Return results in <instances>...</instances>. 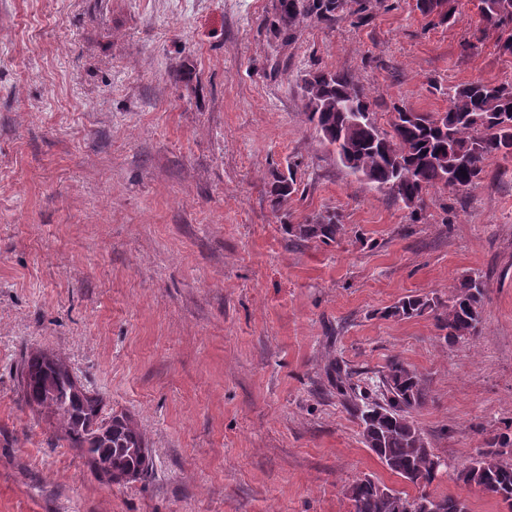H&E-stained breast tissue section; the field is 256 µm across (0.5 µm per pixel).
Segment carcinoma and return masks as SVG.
<instances>
[{
  "mask_svg": "<svg viewBox=\"0 0 512 512\" xmlns=\"http://www.w3.org/2000/svg\"><path fill=\"white\" fill-rule=\"evenodd\" d=\"M417 9L440 24L459 21L448 0H416ZM344 8V0H278L285 29L295 30L314 18L329 24ZM483 22L506 33L499 49L512 55V0H479ZM303 112L310 128L331 147L336 159L354 174L407 208L423 204L431 190L465 191L479 184L486 161L512 157V84L482 78L456 86L430 84L432 93L448 99L444 112H420L393 105L388 128L378 125L373 102L348 71L315 70L301 78ZM296 191L293 170L277 174L271 185L273 208ZM286 233L300 242H337L343 224L334 213L318 214L306 224H287ZM483 299L482 282L462 280L444 306L418 295H407L386 315L408 319L433 312L444 339L455 342L474 334ZM336 394L352 403L363 443L389 471L418 488L434 481L436 456L414 420L427 402L421 375L393 357L379 372L371 392L353 382L343 362L332 363ZM66 358L35 350L21 357L19 387L27 406L40 414L53 433L78 449L106 481L137 480L149 471L146 433L128 414L102 416V399L84 386H75ZM466 485L512 507V447L477 452L459 474ZM351 512H424L428 495L410 498L379 482L364 478L348 490Z\"/></svg>",
  "mask_w": 512,
  "mask_h": 512,
  "instance_id": "carcinoma-1",
  "label": "carcinoma"
}]
</instances>
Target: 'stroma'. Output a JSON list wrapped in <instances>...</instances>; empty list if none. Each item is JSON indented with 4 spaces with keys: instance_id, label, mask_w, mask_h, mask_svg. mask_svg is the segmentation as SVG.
Masks as SVG:
<instances>
[{
    "instance_id": "35a3bbf8",
    "label": "stroma",
    "mask_w": 512,
    "mask_h": 512,
    "mask_svg": "<svg viewBox=\"0 0 512 512\" xmlns=\"http://www.w3.org/2000/svg\"><path fill=\"white\" fill-rule=\"evenodd\" d=\"M276 4L0 0V512H351L363 477L417 496L324 370L365 384L396 355L429 392L430 493L512 512L458 478L512 436V158L414 211L337 162L300 89L351 72L384 124L396 104L445 111L434 79L512 83V56L479 0H450L452 26L416 0H346L291 35ZM326 211L335 244L285 234ZM468 276L485 288L474 337L384 315ZM37 349L146 431V477L102 481L25 405L16 365ZM295 172L290 168L288 175L277 174L271 185L270 201L273 209H277L283 200L290 197L296 191Z\"/></svg>"
}]
</instances>
